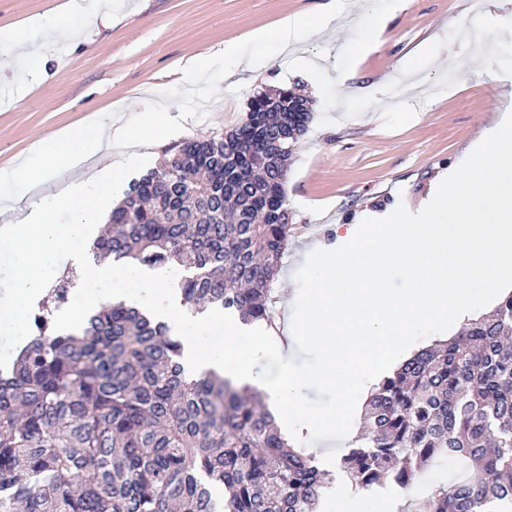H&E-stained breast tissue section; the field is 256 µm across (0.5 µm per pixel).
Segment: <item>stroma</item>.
Masks as SVG:
<instances>
[{
  "label": "stroma",
  "mask_w": 512,
  "mask_h": 512,
  "mask_svg": "<svg viewBox=\"0 0 512 512\" xmlns=\"http://www.w3.org/2000/svg\"><path fill=\"white\" fill-rule=\"evenodd\" d=\"M67 0H0V37ZM327 0H100L94 16L66 18L64 39L35 34L37 50L0 46V163L26 159L38 135L102 115L123 114L135 99L186 115L179 136L152 146L159 165L182 141L242 123L253 96L283 86L309 96L313 119L293 149L286 180L288 246L279 280L305 295L304 254L313 242L339 248L338 224L384 223L389 214L419 223L435 179L503 112L512 92V0H406L361 61L339 50L371 25L370 11L350 9L338 25L288 49L252 38L283 17L313 12ZM251 57L249 87L217 84L216 52L225 44ZM211 68L186 80L192 60ZM327 68L310 96L314 67ZM463 467L433 465L414 494L394 483L361 490L332 473L318 512H337L350 495L352 512H410L434 488L459 479Z\"/></svg>",
  "instance_id": "35a3bbf8"
}]
</instances>
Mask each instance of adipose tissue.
Listing matches in <instances>:
<instances>
[{"mask_svg": "<svg viewBox=\"0 0 512 512\" xmlns=\"http://www.w3.org/2000/svg\"><path fill=\"white\" fill-rule=\"evenodd\" d=\"M344 10L331 0L320 13L285 18L267 37L281 46L308 40L328 28ZM179 124L171 112H136L121 122L106 119L36 141L32 155L0 173V214L16 210L19 194L32 196L27 216L0 223V311L14 335L27 332V308L50 288L53 269L81 268L82 287L95 303L124 302L165 322L183 342L189 375L219 372L239 386L266 395L269 410L284 426L310 425L332 434L356 405V387L373 392L379 366L411 357L405 338L415 325L473 318L476 297L512 294V116L486 127L465 154L467 177L441 185L425 222L372 226L357 236L354 225L339 224L338 239L349 248L306 255L309 296L289 300L281 329L254 330L215 309L198 316L199 334L184 331L178 293L184 272L133 262L85 265L84 249L98 233L109 190L118 188L133 165L135 149L147 146ZM112 149L116 160L96 175L72 178V171ZM63 180L53 199L41 190L47 179ZM67 221H59V211ZM482 294L470 291L475 278ZM320 354L312 377L337 392L334 409L311 414L299 407L303 377L283 360L295 347Z\"/></svg>", "mask_w": 512, "mask_h": 512, "instance_id": "ef3b65f1", "label": "adipose tissue"}]
</instances>
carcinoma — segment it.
<instances>
[{
	"label": "carcinoma",
	"instance_id": "obj_1",
	"mask_svg": "<svg viewBox=\"0 0 512 512\" xmlns=\"http://www.w3.org/2000/svg\"><path fill=\"white\" fill-rule=\"evenodd\" d=\"M311 119L288 90L254 96L239 126L131 184L95 259L176 262L183 305L269 320L288 160ZM28 333L0 373V512H317L315 458L284 441L259 393L189 378L166 323L105 302L63 327L41 305ZM446 453L470 475L418 512H512V295L384 378L340 466L362 489L407 488Z\"/></svg>",
	"mask_w": 512,
	"mask_h": 512
}]
</instances>
